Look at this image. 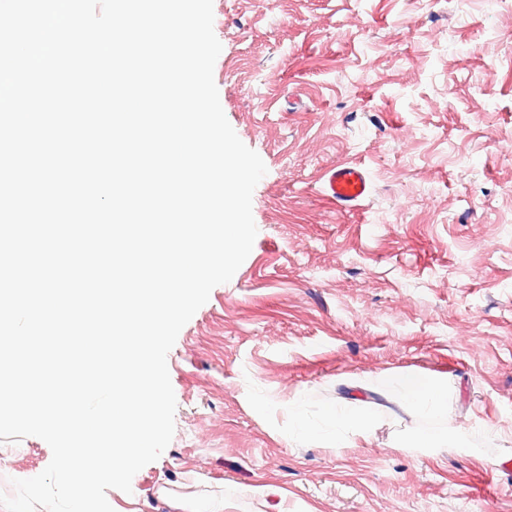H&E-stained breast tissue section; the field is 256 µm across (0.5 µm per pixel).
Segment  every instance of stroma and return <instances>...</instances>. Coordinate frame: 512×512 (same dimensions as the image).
<instances>
[{"label": "stroma", "mask_w": 512, "mask_h": 512, "mask_svg": "<svg viewBox=\"0 0 512 512\" xmlns=\"http://www.w3.org/2000/svg\"><path fill=\"white\" fill-rule=\"evenodd\" d=\"M258 233L167 356L175 433L114 512H512V12L496 0H213ZM469 60L458 69L457 57ZM372 190L342 209L326 170ZM441 383L437 416L377 376ZM345 406L348 447L300 434ZM429 434L443 448H417ZM52 457L0 443V492ZM322 189L329 201L343 208H353L370 192L368 174L353 165H336L325 172Z\"/></svg>", "instance_id": "stroma-1"}]
</instances>
